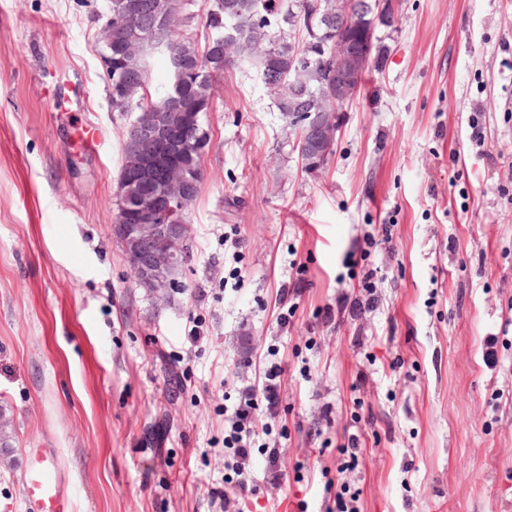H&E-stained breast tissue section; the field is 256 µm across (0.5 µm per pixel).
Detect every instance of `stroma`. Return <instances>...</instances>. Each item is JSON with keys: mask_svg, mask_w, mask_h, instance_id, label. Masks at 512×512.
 <instances>
[{"mask_svg": "<svg viewBox=\"0 0 512 512\" xmlns=\"http://www.w3.org/2000/svg\"><path fill=\"white\" fill-rule=\"evenodd\" d=\"M105 21L0 0V512L38 448L69 512H512V0H399L316 174L259 73H225L164 302L112 237ZM252 410L253 404L251 400H245L234 411L232 427L234 434L228 445L229 448L233 449V454L240 459H247L251 454L250 437L253 431L250 424Z\"/></svg>", "mask_w": 512, "mask_h": 512, "instance_id": "1", "label": "stroma"}]
</instances>
